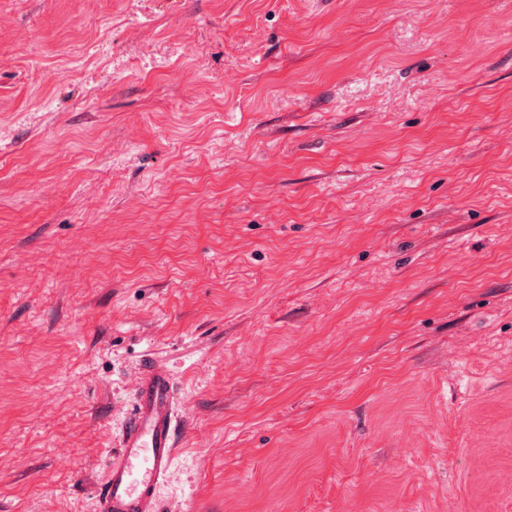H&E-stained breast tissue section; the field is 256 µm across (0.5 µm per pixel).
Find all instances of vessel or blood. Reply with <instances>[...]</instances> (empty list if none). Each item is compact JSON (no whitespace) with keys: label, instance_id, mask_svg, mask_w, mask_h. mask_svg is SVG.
<instances>
[{"label":"vessel or blood","instance_id":"b4317fda","mask_svg":"<svg viewBox=\"0 0 512 512\" xmlns=\"http://www.w3.org/2000/svg\"><path fill=\"white\" fill-rule=\"evenodd\" d=\"M135 401L98 486L96 512H160L158 490L176 456L177 397L169 370L143 359Z\"/></svg>","mask_w":512,"mask_h":512}]
</instances>
